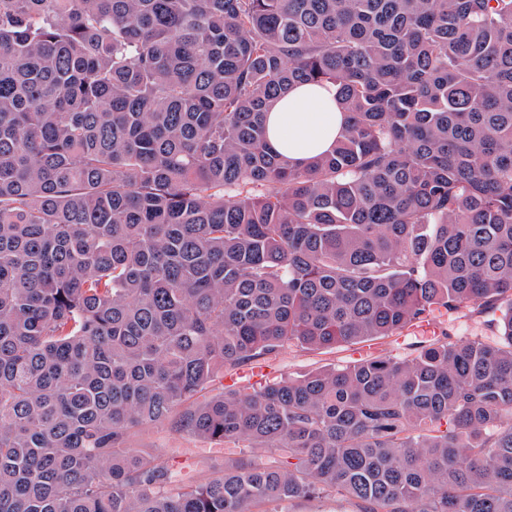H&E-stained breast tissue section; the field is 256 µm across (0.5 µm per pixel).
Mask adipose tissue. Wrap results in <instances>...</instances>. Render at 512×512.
<instances>
[{
    "label": "adipose tissue",
    "mask_w": 512,
    "mask_h": 512,
    "mask_svg": "<svg viewBox=\"0 0 512 512\" xmlns=\"http://www.w3.org/2000/svg\"><path fill=\"white\" fill-rule=\"evenodd\" d=\"M345 120L335 85L301 84L273 104L265 125L271 147L302 165L331 150Z\"/></svg>",
    "instance_id": "obj_1"
}]
</instances>
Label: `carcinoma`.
Instances as JSON below:
<instances>
[{
  "label": "carcinoma",
  "instance_id": "obj_1",
  "mask_svg": "<svg viewBox=\"0 0 512 512\" xmlns=\"http://www.w3.org/2000/svg\"><path fill=\"white\" fill-rule=\"evenodd\" d=\"M331 83L306 167L263 116ZM500 340L202 395L291 344ZM149 426L235 452L199 483ZM512 512V0H0V512Z\"/></svg>",
  "mask_w": 512,
  "mask_h": 512
}]
</instances>
